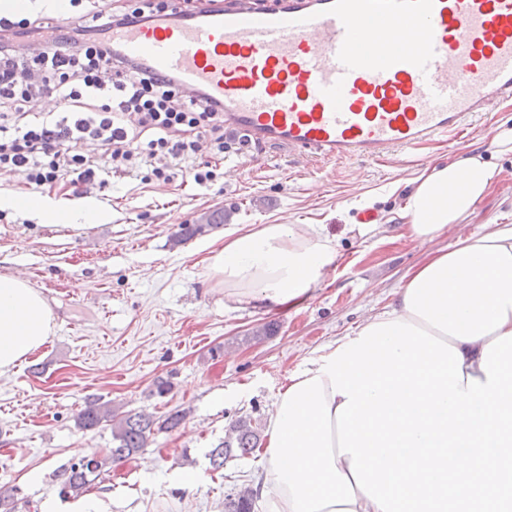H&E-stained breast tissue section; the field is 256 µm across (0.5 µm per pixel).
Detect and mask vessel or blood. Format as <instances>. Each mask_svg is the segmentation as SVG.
I'll list each match as a JSON object with an SVG mask.
<instances>
[{"instance_id":"vessel-or-blood-1","label":"vessel or blood","mask_w":512,"mask_h":512,"mask_svg":"<svg viewBox=\"0 0 512 512\" xmlns=\"http://www.w3.org/2000/svg\"><path fill=\"white\" fill-rule=\"evenodd\" d=\"M381 31L361 45L355 23ZM245 149L400 165L512 98V0H213L108 34Z\"/></svg>"}]
</instances>
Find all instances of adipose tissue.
<instances>
[{
  "label": "adipose tissue",
  "mask_w": 512,
  "mask_h": 512,
  "mask_svg": "<svg viewBox=\"0 0 512 512\" xmlns=\"http://www.w3.org/2000/svg\"><path fill=\"white\" fill-rule=\"evenodd\" d=\"M500 177L495 163L472 154L435 163L413 179L399 213L406 237L423 243L452 230L456 241L451 250L428 254L376 317L409 321L454 346L463 373L480 380L485 346L512 331V226L495 224L474 236L463 223ZM29 209L80 228L104 219L90 202L37 196ZM337 255L333 238L315 225L251 224L225 231L223 247L209 258V276L225 301L288 308L309 296ZM53 329L40 290L22 277L0 275V375L44 346ZM344 402L316 367L290 376L267 422L265 475L256 485L266 512H380L356 486L350 455L338 449L335 411Z\"/></svg>",
  "instance_id": "obj_1"
}]
</instances>
